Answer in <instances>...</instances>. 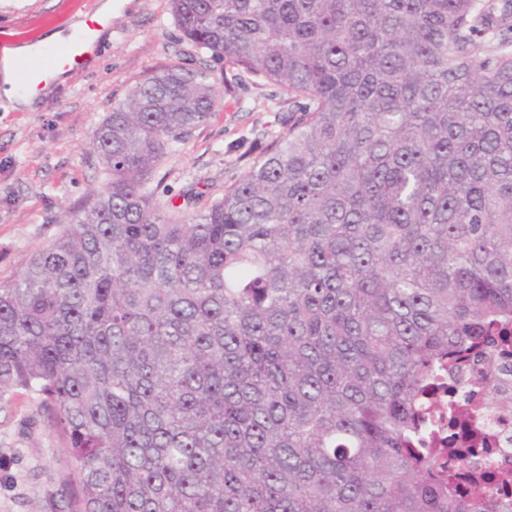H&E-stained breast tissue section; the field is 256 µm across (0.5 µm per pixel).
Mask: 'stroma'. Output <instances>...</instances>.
I'll return each mask as SVG.
<instances>
[{
	"label": "stroma",
	"instance_id": "1",
	"mask_svg": "<svg viewBox=\"0 0 512 512\" xmlns=\"http://www.w3.org/2000/svg\"><path fill=\"white\" fill-rule=\"evenodd\" d=\"M99 0H0V43L34 44L69 30ZM97 61L50 84L36 111L0 109V282L80 215L104 176L89 140L112 107L152 71L203 55L181 41L169 0H128L96 42ZM283 89L244 78L219 111L155 174L167 199L190 188L223 194L245 174L258 138L272 140L299 114ZM75 458L40 397L17 390L0 398V512H73Z\"/></svg>",
	"mask_w": 512,
	"mask_h": 512
}]
</instances>
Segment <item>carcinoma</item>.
Masks as SVG:
<instances>
[{"mask_svg":"<svg viewBox=\"0 0 512 512\" xmlns=\"http://www.w3.org/2000/svg\"><path fill=\"white\" fill-rule=\"evenodd\" d=\"M169 2L301 114L175 205L155 172L232 83L177 61L113 106L104 189L0 282V396L52 408L79 512H496L482 408L426 396L512 341V0Z\"/></svg>","mask_w":512,"mask_h":512,"instance_id":"1","label":"carcinoma"}]
</instances>
